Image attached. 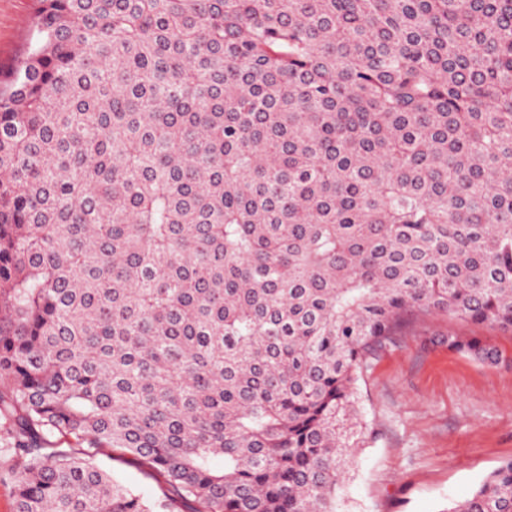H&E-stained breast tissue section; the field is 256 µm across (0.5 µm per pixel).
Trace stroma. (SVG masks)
Returning <instances> with one entry per match:
<instances>
[{
    "mask_svg": "<svg viewBox=\"0 0 512 512\" xmlns=\"http://www.w3.org/2000/svg\"><path fill=\"white\" fill-rule=\"evenodd\" d=\"M34 0H0V66L26 51ZM479 338L503 355L489 366L450 351ZM374 439L352 449L339 512H446L512 460V329L416 314L357 383Z\"/></svg>",
    "mask_w": 512,
    "mask_h": 512,
    "instance_id": "35a3bbf8",
    "label": "stroma"
}]
</instances>
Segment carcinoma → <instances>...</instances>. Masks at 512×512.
<instances>
[{
	"label": "carcinoma",
	"instance_id": "obj_1",
	"mask_svg": "<svg viewBox=\"0 0 512 512\" xmlns=\"http://www.w3.org/2000/svg\"><path fill=\"white\" fill-rule=\"evenodd\" d=\"M31 24L0 72L13 512H336L357 383L406 318L512 328V0H34ZM446 512H512V460ZM97 461L108 470L118 472L128 479L135 487L147 488L155 494H162L164 486L158 483L152 476L145 474L141 467L129 458L120 456L118 453L98 455Z\"/></svg>",
	"mask_w": 512,
	"mask_h": 512
}]
</instances>
